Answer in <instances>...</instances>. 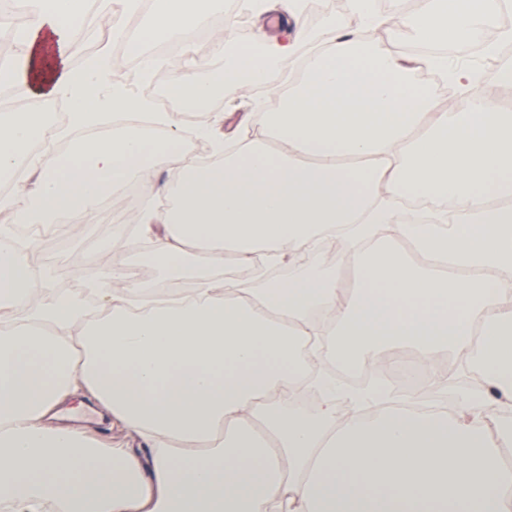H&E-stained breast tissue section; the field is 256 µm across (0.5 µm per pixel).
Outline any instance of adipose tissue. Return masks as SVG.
I'll use <instances>...</instances> for the list:
<instances>
[{
	"label": "adipose tissue",
	"mask_w": 512,
	"mask_h": 512,
	"mask_svg": "<svg viewBox=\"0 0 512 512\" xmlns=\"http://www.w3.org/2000/svg\"><path fill=\"white\" fill-rule=\"evenodd\" d=\"M219 5L151 0L146 32L188 35ZM348 8L362 27L332 30L285 110L263 116L262 135L202 167L181 147V113L145 123L149 101L113 86L110 48L71 64L87 0H29L0 88L35 112L61 97L70 110L62 125L0 113V184L10 187L0 210L22 224L86 218L105 193L172 169L166 208L146 203L137 215L164 227L141 259L196 286L149 304V286L118 265L96 288L105 313L93 320L68 290L47 293L0 227V512H512L502 457L512 447V113L475 68L444 55L418 68L390 51L395 24L376 0ZM509 8L512 0H421L403 22L440 45ZM302 10L303 0H289V38L262 36L250 49L220 38L223 67L174 64L168 94L201 110L244 75L278 89L276 60L315 39ZM423 67L474 107L439 109L418 78ZM66 140L73 146L53 166L19 177L33 143ZM413 197L438 203L432 223H398V200ZM339 225L359 271L351 289L329 257L285 281L219 282L186 250L260 268L317 251ZM388 229L416 260L355 250L356 239ZM396 345L414 348L428 372L452 353L479 389L460 392L453 414L413 405L370 416L363 397L322 375L328 354L351 370ZM306 379L325 392L319 408L280 406ZM78 385L150 450L49 425ZM342 398L353 406L343 418Z\"/></svg>",
	"instance_id": "ef3b65f1"
}]
</instances>
